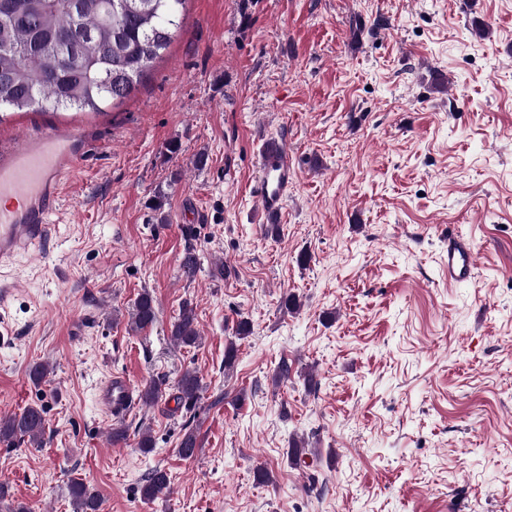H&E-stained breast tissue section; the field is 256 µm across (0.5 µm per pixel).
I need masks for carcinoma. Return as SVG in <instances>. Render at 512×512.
<instances>
[{
    "mask_svg": "<svg viewBox=\"0 0 512 512\" xmlns=\"http://www.w3.org/2000/svg\"><path fill=\"white\" fill-rule=\"evenodd\" d=\"M188 0H0V111L74 109L103 112L127 98L153 62L178 35ZM76 39L72 59L60 61L53 42L61 35ZM199 269L196 250L188 247L180 261L182 276L192 281ZM134 329L157 320L153 297L140 294L132 314ZM178 347H194L199 330L194 309L185 304L170 330ZM202 383L186 371L176 383L177 404L188 412L200 400ZM166 394L164 382L153 380L139 390V399L154 405ZM46 434L45 411L29 406L20 413L0 416V442L10 446ZM199 448L190 428L179 443L185 458ZM170 486L169 474L149 471L141 496L153 501ZM73 512H102L100 494L81 480L69 487Z\"/></svg>",
    "mask_w": 512,
    "mask_h": 512,
    "instance_id": "1",
    "label": "carcinoma"
}]
</instances>
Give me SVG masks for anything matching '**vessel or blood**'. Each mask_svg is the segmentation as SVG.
I'll list each match as a JSON object with an SVG mask.
<instances>
[{
	"label": "vessel or blood",
	"mask_w": 512,
	"mask_h": 512,
	"mask_svg": "<svg viewBox=\"0 0 512 512\" xmlns=\"http://www.w3.org/2000/svg\"><path fill=\"white\" fill-rule=\"evenodd\" d=\"M87 137L73 119L37 129L12 146L0 145V264H7L31 244L52 233L54 213L67 180L80 169L87 152ZM253 194L269 219H279L295 179L291 154L284 139L268 136L259 147ZM475 265L470 244L457 235L448 237V279L468 280ZM97 403L113 418L128 416L137 406L132 385L111 376L97 390Z\"/></svg>",
	"instance_id": "obj_1"
}]
</instances>
